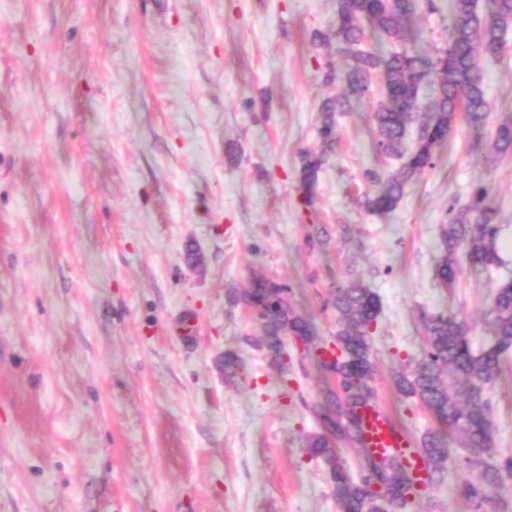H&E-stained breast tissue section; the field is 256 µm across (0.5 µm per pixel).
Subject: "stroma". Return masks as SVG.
<instances>
[{
  "mask_svg": "<svg viewBox=\"0 0 512 512\" xmlns=\"http://www.w3.org/2000/svg\"><path fill=\"white\" fill-rule=\"evenodd\" d=\"M335 29L336 0H0V512H338L307 447L338 379L289 337L274 360L229 293L286 285L329 348L330 293L353 274L382 301L375 399L412 441L448 442L405 512H475L456 492L460 434L393 376L422 355L423 314L466 320L474 347L492 338V286L512 275V157L491 149L512 120V29L484 63L486 125L458 120L384 217L358 203L401 164L375 152L379 85L321 148ZM307 149L326 153L311 201ZM479 185L505 264L460 260L440 288L448 204ZM487 396L512 454V372Z\"/></svg>",
  "mask_w": 512,
  "mask_h": 512,
  "instance_id": "1",
  "label": "stroma"
}]
</instances>
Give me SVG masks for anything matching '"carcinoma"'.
<instances>
[{
    "instance_id": "obj_1",
    "label": "carcinoma",
    "mask_w": 512,
    "mask_h": 512,
    "mask_svg": "<svg viewBox=\"0 0 512 512\" xmlns=\"http://www.w3.org/2000/svg\"><path fill=\"white\" fill-rule=\"evenodd\" d=\"M449 8L454 24L448 40L429 55L411 42L409 32L420 12L439 10L436 0H337L336 39L345 45L346 62L324 73L326 83L340 82L343 90L322 103V143L327 148L333 144L335 113L354 111L367 98L372 76L379 74L384 94L373 113L375 149L405 157L399 170L370 175L374 190L360 205L371 214L393 211L410 180L435 166L439 151L453 136L457 113H466L470 125L482 127L491 112L483 61L503 50V35L512 27V0H488L484 11L479 10L478 0H449ZM369 27L376 33L377 48L363 46ZM415 124L418 134L405 154L404 139ZM493 149L499 157L512 155V123L496 127ZM324 162L323 153H303L300 179L309 198ZM486 198L487 189L480 185L467 202L455 200L448 207L449 228L443 232L435 270L444 288L455 286L461 249L473 266L488 269L501 264L495 212ZM287 294L285 286L258 277L251 287L233 295L260 321L266 346L276 355L281 354L283 337L288 334L306 347L315 344L310 324L293 311ZM332 297L342 320L336 344L343 355L322 358L319 364L324 371L336 373L343 396L330 393L312 404L322 432L308 441V448L325 465L339 512H401L418 479L401 458L378 459L363 448L359 417V409L373 396L371 327L377 323L381 300L357 277L337 285ZM492 312L493 342L479 351L472 347L465 321L442 315L424 317L425 354L412 375L395 378L401 394L419 400L463 435L470 475L458 490L479 512H499L492 489L512 482V457H500L493 448L491 404L484 390L497 379L512 352V276L501 278L492 288ZM447 370L463 381V387L454 389L444 382ZM340 443L357 450L358 475L342 464ZM415 452L427 459L433 477L448 460L447 445L435 433L423 435Z\"/></svg>"
}]
</instances>
